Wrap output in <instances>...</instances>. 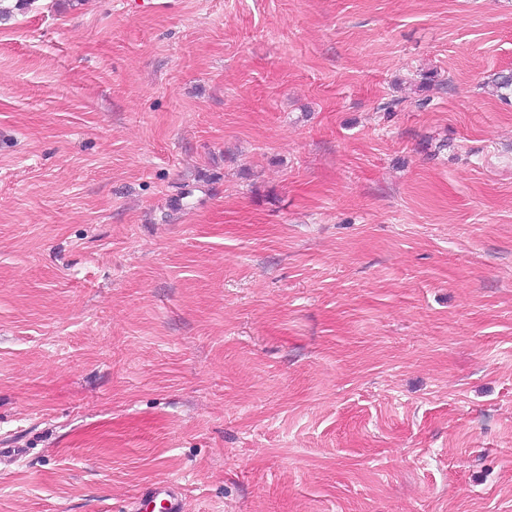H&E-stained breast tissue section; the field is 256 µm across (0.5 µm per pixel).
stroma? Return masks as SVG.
I'll list each match as a JSON object with an SVG mask.
<instances>
[{
    "label": "stroma",
    "instance_id": "35a3bbf8",
    "mask_svg": "<svg viewBox=\"0 0 512 512\" xmlns=\"http://www.w3.org/2000/svg\"><path fill=\"white\" fill-rule=\"evenodd\" d=\"M512 0L0 21V512H512ZM133 504L129 509L131 512H147L151 505H153L151 510L154 512L157 504L163 512H182L183 510L179 484L171 480H161L149 485Z\"/></svg>",
    "mask_w": 512,
    "mask_h": 512
}]
</instances>
